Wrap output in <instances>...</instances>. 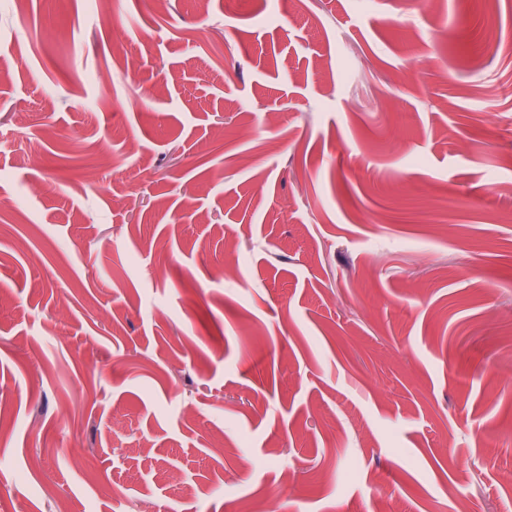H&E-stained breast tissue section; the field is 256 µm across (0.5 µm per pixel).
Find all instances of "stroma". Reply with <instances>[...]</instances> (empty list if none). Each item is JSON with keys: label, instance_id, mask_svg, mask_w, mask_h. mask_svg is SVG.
<instances>
[{"label": "stroma", "instance_id": "obj_1", "mask_svg": "<svg viewBox=\"0 0 512 512\" xmlns=\"http://www.w3.org/2000/svg\"><path fill=\"white\" fill-rule=\"evenodd\" d=\"M511 380L512 0H0V512H512Z\"/></svg>", "mask_w": 512, "mask_h": 512}]
</instances>
